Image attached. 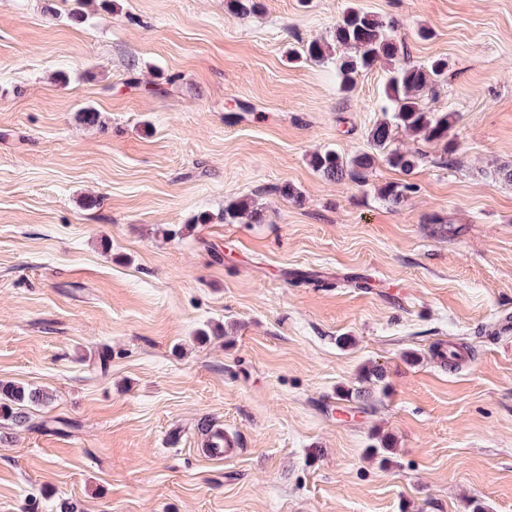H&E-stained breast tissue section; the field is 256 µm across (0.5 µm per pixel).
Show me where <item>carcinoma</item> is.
<instances>
[{
    "instance_id": "1",
    "label": "carcinoma",
    "mask_w": 512,
    "mask_h": 512,
    "mask_svg": "<svg viewBox=\"0 0 512 512\" xmlns=\"http://www.w3.org/2000/svg\"><path fill=\"white\" fill-rule=\"evenodd\" d=\"M392 22L385 21L359 6L349 7L336 24L332 42H312L303 49L313 62H333L342 89L351 90L356 76L382 61H391L401 54V47L391 35ZM448 61L432 58L423 64H405L392 72L385 87L383 112L390 113L375 124L367 135L368 150L347 157L334 150L312 155L310 163L324 177L352 180L362 177L379 156L390 165L410 171L418 158L391 149L393 126H400L414 136L444 145L452 153L449 132L455 122L452 112H431L424 106V97L435 91L447 76ZM261 220L254 204L238 200L224 207V223L234 224L243 214ZM45 394L19 383L0 381V421L16 427H31L29 408L42 404Z\"/></svg>"
}]
</instances>
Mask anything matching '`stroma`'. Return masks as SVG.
Instances as JSON below:
<instances>
[{"mask_svg":"<svg viewBox=\"0 0 512 512\" xmlns=\"http://www.w3.org/2000/svg\"><path fill=\"white\" fill-rule=\"evenodd\" d=\"M257 3L0 0V381L48 396L0 422V512H512V0ZM353 4L447 59L453 154L312 168L383 117L389 63L288 58Z\"/></svg>","mask_w":512,"mask_h":512,"instance_id":"35a3bbf8","label":"stroma"}]
</instances>
